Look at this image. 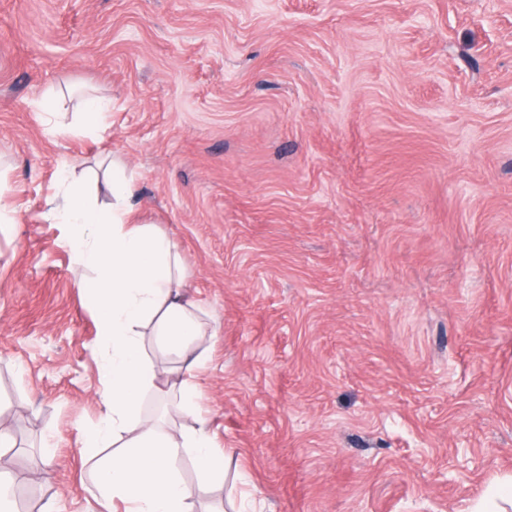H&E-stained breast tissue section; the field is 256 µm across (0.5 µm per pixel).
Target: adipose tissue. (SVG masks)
<instances>
[{
	"instance_id": "ef3b65f1",
	"label": "adipose tissue",
	"mask_w": 512,
	"mask_h": 512,
	"mask_svg": "<svg viewBox=\"0 0 512 512\" xmlns=\"http://www.w3.org/2000/svg\"><path fill=\"white\" fill-rule=\"evenodd\" d=\"M107 180L106 206L71 167L46 200L49 217L70 230L75 263L98 273L80 287L97 322L105 413L84 432L83 446L107 512H192L193 491L179 476L182 455L193 456L199 484L210 487L223 483L232 457L215 448L207 419L198 415L193 379H183L175 395L177 409L194 415L193 428L174 433L140 416L142 394L156 378L141 336L152 327L192 370L203 327L182 295L177 244L144 220L120 164Z\"/></svg>"
}]
</instances>
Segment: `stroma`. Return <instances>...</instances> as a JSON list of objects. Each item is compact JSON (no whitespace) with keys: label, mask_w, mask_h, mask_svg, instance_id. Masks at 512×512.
I'll use <instances>...</instances> for the list:
<instances>
[{"label":"stroma","mask_w":512,"mask_h":512,"mask_svg":"<svg viewBox=\"0 0 512 512\" xmlns=\"http://www.w3.org/2000/svg\"><path fill=\"white\" fill-rule=\"evenodd\" d=\"M58 91L112 100L97 139ZM120 161L207 332L242 478L197 512H469L512 475V0H0V428L37 512H101L97 329L45 199ZM159 374H185L145 336Z\"/></svg>","instance_id":"obj_1"}]
</instances>
